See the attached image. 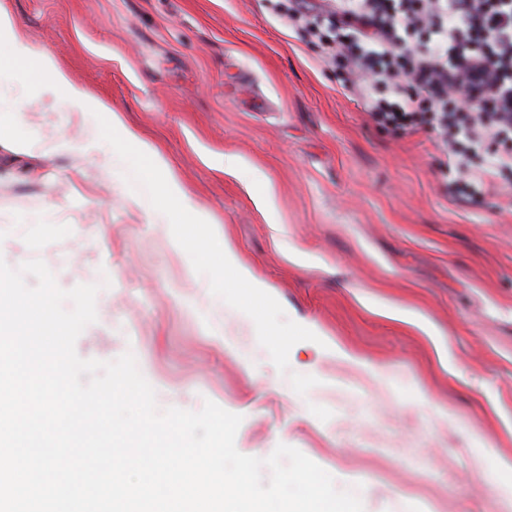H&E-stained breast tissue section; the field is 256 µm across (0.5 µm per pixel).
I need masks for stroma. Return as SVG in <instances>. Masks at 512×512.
Segmentation results:
<instances>
[{
	"instance_id": "stroma-1",
	"label": "stroma",
	"mask_w": 512,
	"mask_h": 512,
	"mask_svg": "<svg viewBox=\"0 0 512 512\" xmlns=\"http://www.w3.org/2000/svg\"><path fill=\"white\" fill-rule=\"evenodd\" d=\"M288 5L0 0L111 107L0 70V258L99 285L77 354L133 353L159 408L241 415L242 454L294 447L363 512H512V196L459 190L427 128L376 124L382 89L357 97ZM114 111L210 216L209 250L155 212ZM228 242L271 289L263 315L216 272Z\"/></svg>"
}]
</instances>
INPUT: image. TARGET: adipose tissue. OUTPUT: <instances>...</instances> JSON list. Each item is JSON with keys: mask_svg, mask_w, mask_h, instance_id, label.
<instances>
[{"mask_svg": "<svg viewBox=\"0 0 512 512\" xmlns=\"http://www.w3.org/2000/svg\"><path fill=\"white\" fill-rule=\"evenodd\" d=\"M0 44L5 45L8 63L20 67L24 74L34 81L48 82L52 87L65 90L72 106L80 109L107 111L106 103L91 98L82 89L73 85L67 75L59 69L47 54L36 51L22 40L13 30L9 16L0 11ZM112 127L118 130L124 143L134 147L147 159L144 180L153 189L162 215L178 216L190 224L206 223L205 214L196 210L186 192L172 176L167 175V165L150 144L141 139L130 128L121 115H113Z\"/></svg>", "mask_w": 512, "mask_h": 512, "instance_id": "adipose-tissue-1", "label": "adipose tissue"}]
</instances>
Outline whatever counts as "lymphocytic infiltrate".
I'll list each match as a JSON object with an SVG mask.
<instances>
[{
	"instance_id": "obj_1",
	"label": "lymphocytic infiltrate",
	"mask_w": 512,
	"mask_h": 512,
	"mask_svg": "<svg viewBox=\"0 0 512 512\" xmlns=\"http://www.w3.org/2000/svg\"><path fill=\"white\" fill-rule=\"evenodd\" d=\"M288 23L326 30L324 57L346 59L357 92L389 86L373 119L429 124L468 186L496 191L512 170V0H294Z\"/></svg>"
}]
</instances>
